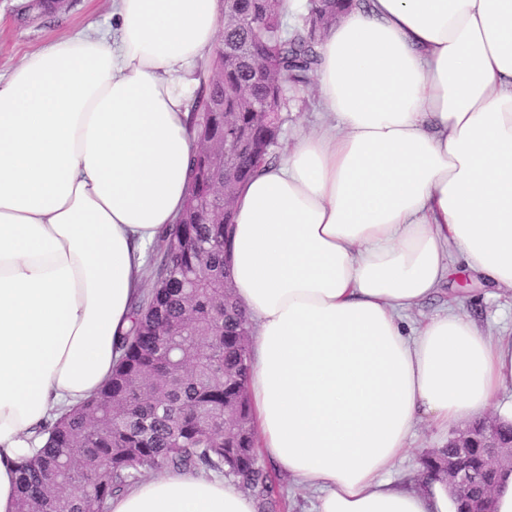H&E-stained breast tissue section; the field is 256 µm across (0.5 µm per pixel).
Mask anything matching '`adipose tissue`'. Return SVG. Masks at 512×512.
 Returning a JSON list of instances; mask_svg holds the SVG:
<instances>
[{"label":"adipose tissue","mask_w":512,"mask_h":512,"mask_svg":"<svg viewBox=\"0 0 512 512\" xmlns=\"http://www.w3.org/2000/svg\"><path fill=\"white\" fill-rule=\"evenodd\" d=\"M223 0H112L114 37L49 41L0 81V512L39 428L96 393L146 249L190 188L191 103ZM325 119L240 189L227 246L251 318L252 425L316 512H451L386 475L416 426L512 420V340L460 301L405 332L458 268L512 288V0H369L318 47ZM165 471L108 512H256Z\"/></svg>","instance_id":"adipose-tissue-1"}]
</instances>
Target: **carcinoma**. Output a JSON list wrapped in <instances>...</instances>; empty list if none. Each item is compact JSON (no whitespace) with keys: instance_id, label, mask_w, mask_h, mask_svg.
Returning a JSON list of instances; mask_svg holds the SVG:
<instances>
[{"instance_id":"cac0c4a2","label":"carcinoma","mask_w":512,"mask_h":512,"mask_svg":"<svg viewBox=\"0 0 512 512\" xmlns=\"http://www.w3.org/2000/svg\"><path fill=\"white\" fill-rule=\"evenodd\" d=\"M368 0H308L293 27L274 0H234L223 24L212 78L191 114L197 144L235 137L244 165L224 189L229 197L260 167L276 162L288 85H304L319 65L323 28L336 6ZM274 69L268 83L255 61ZM209 158L195 152L190 196L167 248L151 258L156 280L132 306L111 379L69 414L52 419L42 454L20 467L18 512H105L112 498L159 470L222 473L274 508L269 475L259 464L247 383L251 330L234 292L224 287L226 229L232 212L211 211ZM228 422L231 430L211 424ZM448 449L426 456L435 477Z\"/></svg>"}]
</instances>
